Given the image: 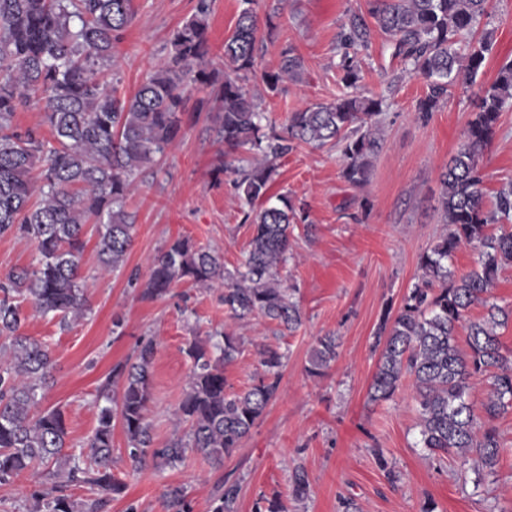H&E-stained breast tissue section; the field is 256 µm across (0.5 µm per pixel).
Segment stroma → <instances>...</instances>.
Segmentation results:
<instances>
[{
  "mask_svg": "<svg viewBox=\"0 0 512 512\" xmlns=\"http://www.w3.org/2000/svg\"><path fill=\"white\" fill-rule=\"evenodd\" d=\"M197 0H132L134 16L113 48L105 76L132 96L145 75L169 58L172 32L195 12ZM367 0H262L259 16H271L276 30L262 37L257 71L248 86L264 96L262 107L275 129L292 112L327 102L343 90L336 68L347 16L365 10ZM243 0H214L209 17V59L224 64V40L235 26ZM480 31L491 33L481 83H491L512 60V0H492ZM294 47L304 60L300 80L264 91L261 74L276 69L281 53ZM360 89L385 98L379 116L382 148L369 182L361 188L341 176L338 150L294 144L277 162L273 196H288L304 207L307 221H295L292 250L280 271L284 286L304 313L293 335L279 336L257 316L231 319L217 292L190 282L166 295L144 300L128 283L131 272L147 276L157 252L184 237L198 247L218 249L232 270L245 259L252 227L244 223L238 168L247 153H225L207 118L185 129L179 143L156 157L137 180L128 208L136 215L131 250L121 271L100 275L96 233L88 231L80 274L89 285L87 315L61 328L57 320L31 313L23 331L45 342L54 360V384L43 406L61 407L68 428L67 452L79 451L97 425L95 399L100 382L133 353L136 341L155 337L150 420L156 444L184 433L175 416L190 370L183 352L192 330H224L243 339L242 352L226 366L230 390L241 391L260 369L261 344L279 346L287 356L276 398L239 448L215 468L196 455L175 467L146 463L131 467L123 453L121 427L112 431V474L125 485L105 512H164L168 485L185 486L193 512H212L216 486L237 483V512H254L260 494H278L288 512H343L353 499L360 512H512V411L497 422L504 445L493 473L474 489L463 459L440 458L421 448L417 405L404 386L390 401L373 404L368 388L379 355L374 333L385 309H398L416 281L419 259L446 230L438 199L440 174L456 154L472 117L477 87L456 86L447 102L428 116L416 110L426 80L391 56L388 40L374 33L360 50ZM486 205L512 182V107L502 112L483 156ZM313 224L305 234V224ZM333 332L341 346L325 375L311 378L306 367L318 336ZM309 475L310 493L295 502L290 493L294 466Z\"/></svg>",
  "mask_w": 512,
  "mask_h": 512,
  "instance_id": "stroma-1",
  "label": "stroma"
}]
</instances>
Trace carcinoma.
Returning <instances> with one entry per match:
<instances>
[{"label":"carcinoma","instance_id":"obj_1","mask_svg":"<svg viewBox=\"0 0 512 512\" xmlns=\"http://www.w3.org/2000/svg\"><path fill=\"white\" fill-rule=\"evenodd\" d=\"M132 0H0V237L30 242L33 268H18L0 280V337L9 340V357L0 362V484L38 466L44 490L34 494L43 512H104L124 485L114 478L112 429L120 420L133 467L146 461L174 466L187 453L215 466L240 446L276 397L285 355L271 345L259 350L262 372L245 390L227 389L226 366L241 354V337L224 331L194 336L185 354L191 367L178 420L188 425L183 436L157 447L148 418L152 400L157 343H139L134 360L112 369L98 387L97 426L79 454L66 455L68 428L57 406L42 409V390L53 378L49 347L22 332L28 301L43 316L66 325L90 310L80 276L85 227L95 226L100 269H121L133 243L135 214L126 199L138 177L158 155L179 140L186 122L184 90L190 84L217 90L219 141L231 152L257 156L239 171L240 198L252 206L265 197L275 161L298 141L339 149L341 176L355 187L370 179L373 159L382 148L378 116L380 97L357 91L361 68L353 49L366 47L373 31L384 34L393 56L408 71L427 81L428 92L416 111L427 116L440 107L450 88L476 84L492 41L474 30L489 15L490 0H368L367 13L355 11L342 34L338 70L347 91L328 103L300 109L284 133L263 131L262 100L243 83L254 71L258 51L257 0H245L233 33L224 39V68L209 64L208 17L211 0H197L194 15L170 39L172 53L164 67L147 76L130 98L117 96L103 80L112 66V48L133 18ZM303 59L293 48L282 52L278 69L261 79L275 93L284 79L299 80ZM44 102L40 128L20 131L16 112ZM512 106V61L493 82L480 86L477 111L462 133L457 153L441 173V220L450 227L419 259L420 275L396 312H385L374 348L380 358L369 387L374 403L390 400L410 380L418 405L421 447L433 454L472 461L474 487L491 472L503 450L495 422L512 409V349L500 342L497 329L512 321V309L491 301L500 270L512 265V230L495 234L491 223L512 225V183L485 210L482 159L491 144L501 112ZM294 205L282 196L244 213L252 237L245 261L231 273L224 256L176 238L154 256L148 277L138 282L140 296L154 300L184 280L219 292L224 309L236 321L262 315L281 336L294 334L303 312L292 289L280 281V268L291 251ZM477 250L474 268L461 275L453 269L457 249ZM487 315L468 326L467 349L456 342V327L474 306ZM339 338L321 336L307 373L322 376L335 361ZM489 385L475 411L470 394L475 381ZM87 485L93 497L77 502L67 488ZM306 470L291 476V496L307 498ZM238 487L225 483L214 498V512H234ZM164 512H192L186 488L169 485L162 493ZM256 512H285L278 497L261 496Z\"/></svg>","mask_w":512,"mask_h":512}]
</instances>
